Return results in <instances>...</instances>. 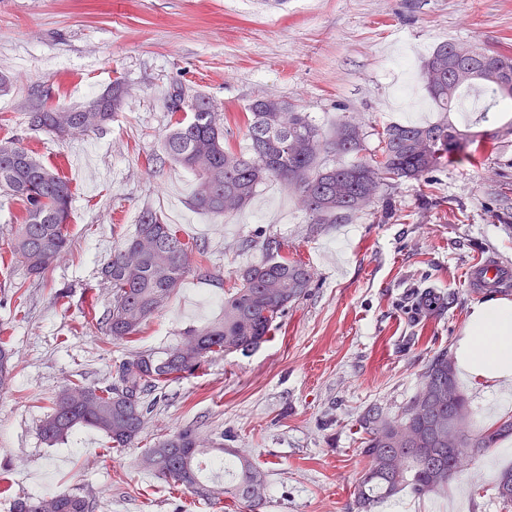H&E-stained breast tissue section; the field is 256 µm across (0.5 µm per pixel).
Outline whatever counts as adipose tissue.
Wrapping results in <instances>:
<instances>
[{
    "mask_svg": "<svg viewBox=\"0 0 512 512\" xmlns=\"http://www.w3.org/2000/svg\"><path fill=\"white\" fill-rule=\"evenodd\" d=\"M459 364L480 378L512 379V303L474 306L458 351Z\"/></svg>",
    "mask_w": 512,
    "mask_h": 512,
    "instance_id": "obj_1",
    "label": "adipose tissue"
}]
</instances>
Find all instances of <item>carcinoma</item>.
<instances>
[{
  "mask_svg": "<svg viewBox=\"0 0 512 512\" xmlns=\"http://www.w3.org/2000/svg\"><path fill=\"white\" fill-rule=\"evenodd\" d=\"M490 56V51L473 48L470 57L456 59L451 44L438 46L425 61L420 78L442 118L428 125H391L382 132L378 154L333 166L322 165L320 155L357 156L364 150L363 129L351 119L326 136L308 113L282 112V102L260 97L244 112L243 129L250 146L246 157L226 144L224 113L218 106L206 96L189 95L183 81L174 80L166 91L170 128L164 137L165 154L194 174L192 204L200 211L223 218L236 214L249 204L260 183L274 178L298 194L310 223L339 224L370 207L392 183L426 179L453 163L460 149L477 150L496 144L500 135H512V122L484 130L448 119L462 94L471 89L488 95V109L512 110V88L493 79ZM125 94L122 83L116 82L94 99V109H46L39 93L38 103L29 109V121L35 129L57 137L96 130L112 119ZM0 191L23 203L21 215L14 219L11 257L21 259L29 274L39 276L67 246L70 186L37 152L13 139L0 143ZM262 250L267 259L240 271L238 286L224 298L220 319L187 330L181 342L159 355H128L104 386L71 381L67 390L74 399L57 398L42 421L43 438L54 443L86 427L106 436L110 447L126 448L144 427L148 393L194 375L217 354L257 348L311 283L307 265L282 254L280 241L268 237ZM208 261L204 248L182 239L178 229L156 212L143 211L135 234L101 269L103 283L112 288L106 317L109 335L132 341L142 324L164 307L190 267L205 270ZM451 359L446 349L434 353L422 374L442 385L447 397L434 400L419 389L394 416L375 404L359 415V451L366 462L357 489L362 507L371 509L405 490L421 498L448 489L462 471L455 449L448 447L450 428L461 434L463 448L474 456L512 438V416L487 427L474 425ZM12 379L11 350L1 344L0 390ZM204 452L194 429H180L149 451L160 458V465L151 470L208 498L213 491L202 482L199 464ZM495 489L499 501L511 507L512 468L500 473ZM263 493L256 466L246 457L237 458L221 494L258 512ZM13 512H91V505L76 492L61 491L19 499Z\"/></svg>",
  "mask_w": 512,
  "mask_h": 512,
  "instance_id": "1",
  "label": "carcinoma"
}]
</instances>
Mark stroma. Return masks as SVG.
<instances>
[{
  "mask_svg": "<svg viewBox=\"0 0 512 512\" xmlns=\"http://www.w3.org/2000/svg\"><path fill=\"white\" fill-rule=\"evenodd\" d=\"M442 43L512 54V0H0V142L20 140L57 166L73 196L68 247L43 275L0 261V337L14 363L0 390V478L11 484L0 512L16 498L64 490L93 512H250L145 468L148 450L184 427L264 472L262 512H359L358 415L371 404L396 414L430 356L457 353L472 307L487 299L467 287L466 267L489 250L512 258V136L428 181L395 183L348 222L310 223L276 179L225 219L194 209L193 175L162 159L165 94L180 79L209 97L239 152L248 147L240 112L273 97L327 135L343 118L358 120L372 155L386 126L439 119L418 74ZM117 80L128 94L101 129L59 140L30 128L35 89L79 108ZM146 209L205 247L210 274L190 272L128 346L106 329L112 290L98 270ZM260 236L280 239L312 273L266 342L154 391L131 447L109 448L88 429L53 446L42 439L41 421L70 378L107 382L130 350H163L218 320L240 269L263 260ZM429 287L442 299L430 312L420 308ZM458 384L476 424L512 415V382ZM509 464L512 440L447 491H404L375 512H512L493 487Z\"/></svg>",
  "mask_w": 512,
  "mask_h": 512,
  "instance_id": "1",
  "label": "stroma"
}]
</instances>
